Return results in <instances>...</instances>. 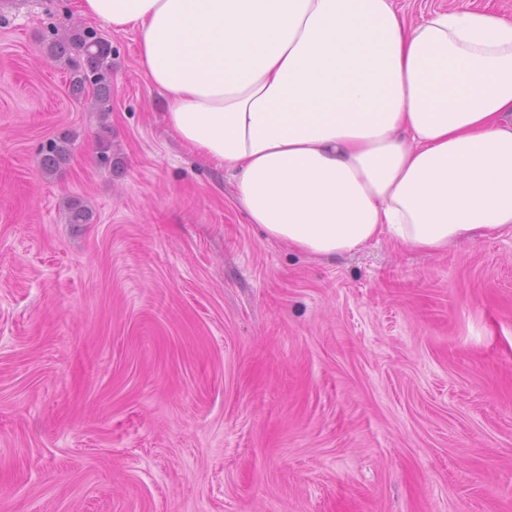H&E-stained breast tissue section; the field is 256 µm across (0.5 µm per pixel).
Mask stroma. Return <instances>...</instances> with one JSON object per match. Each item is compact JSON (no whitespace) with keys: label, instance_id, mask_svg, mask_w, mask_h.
<instances>
[{"label":"stroma","instance_id":"obj_1","mask_svg":"<svg viewBox=\"0 0 512 512\" xmlns=\"http://www.w3.org/2000/svg\"><path fill=\"white\" fill-rule=\"evenodd\" d=\"M74 26L112 46L109 113L49 51ZM138 42L78 0H0V512H512V235L267 240ZM69 140L62 138L50 140L42 152V168L46 173H53L70 159Z\"/></svg>","mask_w":512,"mask_h":512}]
</instances>
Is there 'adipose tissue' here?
<instances>
[{
	"label": "adipose tissue",
	"instance_id": "1",
	"mask_svg": "<svg viewBox=\"0 0 512 512\" xmlns=\"http://www.w3.org/2000/svg\"><path fill=\"white\" fill-rule=\"evenodd\" d=\"M266 238L435 254L512 233V20L394 0H80Z\"/></svg>",
	"mask_w": 512,
	"mask_h": 512
}]
</instances>
